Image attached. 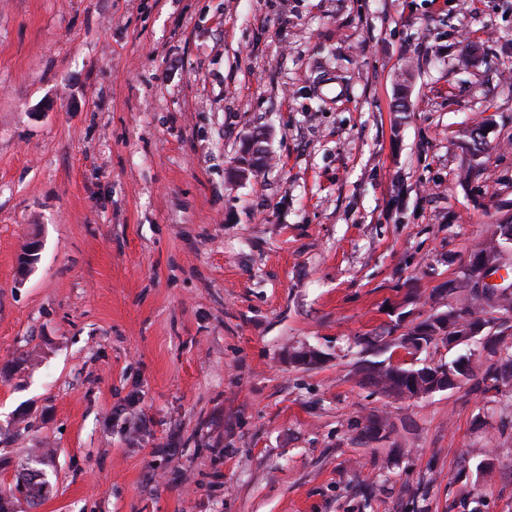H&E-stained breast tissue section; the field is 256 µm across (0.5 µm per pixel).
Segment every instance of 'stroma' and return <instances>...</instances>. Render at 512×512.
Returning <instances> with one entry per match:
<instances>
[{
    "instance_id": "obj_1",
    "label": "stroma",
    "mask_w": 512,
    "mask_h": 512,
    "mask_svg": "<svg viewBox=\"0 0 512 512\" xmlns=\"http://www.w3.org/2000/svg\"><path fill=\"white\" fill-rule=\"evenodd\" d=\"M510 220L512 0H0V489L38 458L18 512H512V381L360 373Z\"/></svg>"
}]
</instances>
